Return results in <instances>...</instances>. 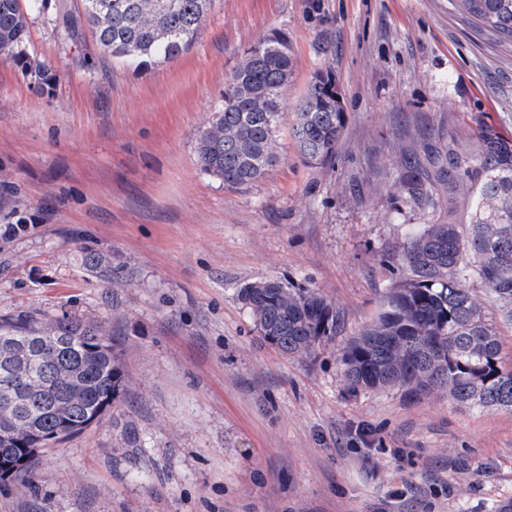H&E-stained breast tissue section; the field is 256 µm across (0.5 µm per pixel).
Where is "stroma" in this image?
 I'll return each instance as SVG.
<instances>
[{
  "label": "stroma",
  "instance_id": "obj_1",
  "mask_svg": "<svg viewBox=\"0 0 512 512\" xmlns=\"http://www.w3.org/2000/svg\"><path fill=\"white\" fill-rule=\"evenodd\" d=\"M30 23L37 87L0 54V320L103 323L119 393L99 422L45 448L0 512H497L512 503V411L436 390H354L342 341L309 358L263 341L245 285L314 288L348 333L397 272L382 257L447 205L399 188V158L449 132L512 134V44L454 0H216L193 47L138 69L91 35ZM285 29L293 51L275 141L252 187L204 174L196 138L244 50ZM342 96L334 159L305 162L295 112L317 72ZM373 430L379 451L354 447Z\"/></svg>",
  "mask_w": 512,
  "mask_h": 512
}]
</instances>
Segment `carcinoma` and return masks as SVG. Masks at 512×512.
I'll return each mask as SVG.
<instances>
[{"label":"carcinoma","mask_w":512,"mask_h":512,"mask_svg":"<svg viewBox=\"0 0 512 512\" xmlns=\"http://www.w3.org/2000/svg\"><path fill=\"white\" fill-rule=\"evenodd\" d=\"M457 9L512 43V0H455ZM215 0H80L63 13L69 38L87 29L112 60L137 68L178 59L196 41ZM44 0H0V54L11 56L22 72L46 84L49 69L31 57L29 21ZM262 57L252 58L254 47ZM249 47L236 73L224 82V105L197 138L200 169L229 189L262 179L278 161L274 137L283 95L292 73L288 34L273 30ZM336 83L315 74L296 112L292 131L303 159L330 161L344 129L345 113L336 101ZM446 165L401 160L400 188L418 207L435 205L434 193H447L446 220L429 224L400 244L385 262L405 274L383 295L376 317L350 337L340 364L353 389L403 388L420 398L435 389L473 409L512 410V370L502 366L497 322L487 306L512 321V135L487 125L460 140L448 136ZM485 290L478 298L471 285ZM248 306L263 340L288 356L309 357L323 344L347 334L341 310L313 289L266 281L245 286ZM44 323L29 317L0 322V341L34 337ZM56 345L37 357L32 375L58 365L85 383L87 400L75 409L73 437L88 428L100 403L117 395L121 370L112 338L103 326L61 316L49 323ZM27 424L37 438L18 460L12 437L0 435V459L12 464L0 480H26L55 428L47 403L34 402Z\"/></svg>","instance_id":"1"}]
</instances>
